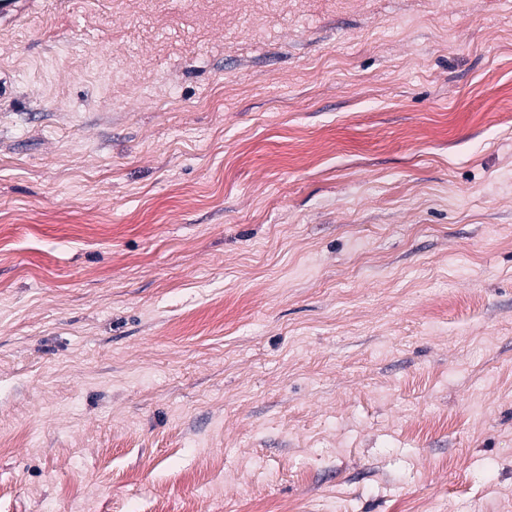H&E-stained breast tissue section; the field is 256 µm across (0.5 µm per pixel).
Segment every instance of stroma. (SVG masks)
<instances>
[{"mask_svg":"<svg viewBox=\"0 0 512 512\" xmlns=\"http://www.w3.org/2000/svg\"><path fill=\"white\" fill-rule=\"evenodd\" d=\"M4 75L0 512H512V0H31Z\"/></svg>","mask_w":512,"mask_h":512,"instance_id":"obj_1","label":"stroma"}]
</instances>
